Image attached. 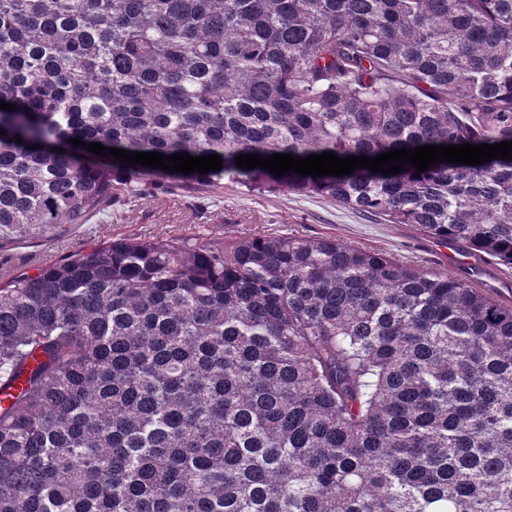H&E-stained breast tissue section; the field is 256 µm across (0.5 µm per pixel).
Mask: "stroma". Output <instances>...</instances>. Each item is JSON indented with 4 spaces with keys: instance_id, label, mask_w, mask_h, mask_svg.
Segmentation results:
<instances>
[{
    "instance_id": "1",
    "label": "stroma",
    "mask_w": 512,
    "mask_h": 512,
    "mask_svg": "<svg viewBox=\"0 0 512 512\" xmlns=\"http://www.w3.org/2000/svg\"><path fill=\"white\" fill-rule=\"evenodd\" d=\"M268 233L330 238L421 269L453 277L468 274L491 297L512 303V268L464 244L451 249L410 224H387L318 196L252 193L229 180L217 196L190 187H162L136 202L114 204L111 217L98 223L24 233L0 245V285L119 238L224 241Z\"/></svg>"
}]
</instances>
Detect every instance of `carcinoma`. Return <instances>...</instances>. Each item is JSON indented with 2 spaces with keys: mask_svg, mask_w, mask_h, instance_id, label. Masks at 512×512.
<instances>
[{
  "mask_svg": "<svg viewBox=\"0 0 512 512\" xmlns=\"http://www.w3.org/2000/svg\"><path fill=\"white\" fill-rule=\"evenodd\" d=\"M0 101V243L227 176L512 267V159L235 161L512 141V0H0ZM0 393V512H512V305L331 239H117L15 276Z\"/></svg>",
  "mask_w": 512,
  "mask_h": 512,
  "instance_id": "1",
  "label": "carcinoma"
}]
</instances>
